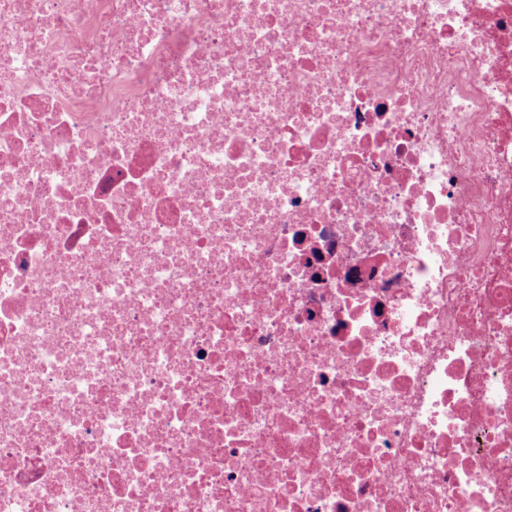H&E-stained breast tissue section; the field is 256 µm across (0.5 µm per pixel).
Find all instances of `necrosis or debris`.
Instances as JSON below:
<instances>
[{"mask_svg": "<svg viewBox=\"0 0 512 512\" xmlns=\"http://www.w3.org/2000/svg\"><path fill=\"white\" fill-rule=\"evenodd\" d=\"M0 512H512V0H0Z\"/></svg>", "mask_w": 512, "mask_h": 512, "instance_id": "obj_1", "label": "necrosis or debris"}]
</instances>
